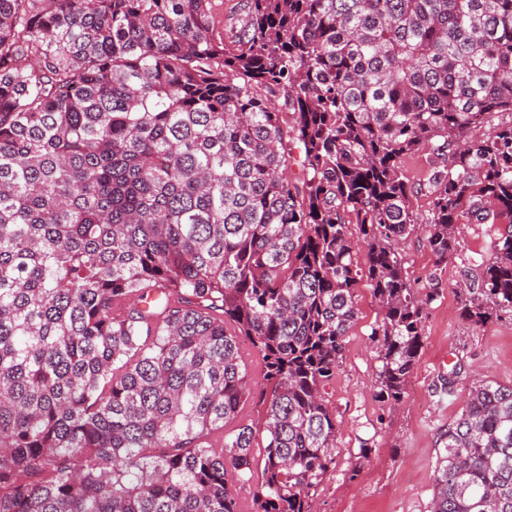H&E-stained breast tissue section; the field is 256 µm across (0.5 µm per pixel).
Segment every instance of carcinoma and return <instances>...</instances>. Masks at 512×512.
<instances>
[{"instance_id": "1", "label": "carcinoma", "mask_w": 512, "mask_h": 512, "mask_svg": "<svg viewBox=\"0 0 512 512\" xmlns=\"http://www.w3.org/2000/svg\"><path fill=\"white\" fill-rule=\"evenodd\" d=\"M217 11L0 0V512H311L359 278L380 402L419 358L421 225L437 267L497 225L462 317L512 314V0ZM430 512H512V385L470 390ZM402 166L410 183H421L428 177L430 168L426 155L422 152L406 156ZM405 258V267L413 287L425 291L431 286L428 279L435 269V258L431 253L421 230L409 235L400 245Z\"/></svg>"}]
</instances>
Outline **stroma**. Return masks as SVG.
I'll list each match as a JSON object with an SVG mask.
<instances>
[{"label":"stroma","instance_id":"stroma-1","mask_svg":"<svg viewBox=\"0 0 512 512\" xmlns=\"http://www.w3.org/2000/svg\"><path fill=\"white\" fill-rule=\"evenodd\" d=\"M496 228L461 224L459 256L436 264L422 231L401 246L413 287L425 290L436 273L438 295L423 319V345L395 407L380 403L381 367L371 331L382 314L366 280H359L357 321L344 343L326 398L336 415L334 463L313 497L314 512H428L448 426L474 383L512 385V317L473 326L461 315V269L492 255Z\"/></svg>","mask_w":512,"mask_h":512}]
</instances>
